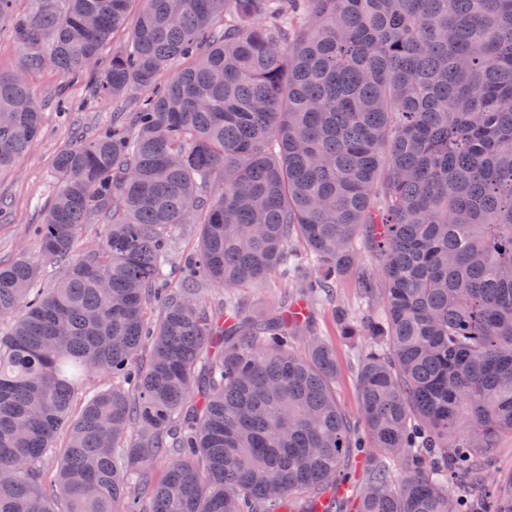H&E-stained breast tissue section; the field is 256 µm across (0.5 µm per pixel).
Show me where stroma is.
<instances>
[{
  "label": "stroma",
  "instance_id": "stroma-1",
  "mask_svg": "<svg viewBox=\"0 0 512 512\" xmlns=\"http://www.w3.org/2000/svg\"><path fill=\"white\" fill-rule=\"evenodd\" d=\"M36 100L41 111L40 133L14 170L0 174V263L8 265L27 257L40 266L43 281L49 284L54 279V268L45 263L30 236L35 224L41 223L43 210L55 190L51 180L55 158L80 136L93 135L103 123L129 121L135 105L129 102L119 108L108 99L93 100L91 85L70 82L52 71L40 77ZM359 244L353 267L337 275L330 295L305 297L304 282L314 278L315 270L307 259L306 245L300 241L293 244L298 261L288 276L275 273L236 290L256 323L287 310L291 303L304 302L311 319L300 329L294 350L304 353L312 336L332 344L336 352V401L354 422L360 413V362L374 345L364 333V324L383 309L382 302L369 304L364 300L360 283L367 279L373 288H381V263L367 239H360ZM348 323L354 326L355 335H345L344 326Z\"/></svg>",
  "mask_w": 512,
  "mask_h": 512
}]
</instances>
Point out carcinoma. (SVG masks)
Segmentation results:
<instances>
[{
    "label": "carcinoma",
    "instance_id": "cac0c4a2",
    "mask_svg": "<svg viewBox=\"0 0 512 512\" xmlns=\"http://www.w3.org/2000/svg\"><path fill=\"white\" fill-rule=\"evenodd\" d=\"M14 2L0 173L40 132L36 75L150 95L134 127L57 155L37 231L52 287L24 257L0 265V512H332L365 446L402 477L377 469L356 512H512L485 456L512 437V0H141L102 67L135 0ZM85 224L103 236L75 257ZM185 224L200 247L152 321ZM362 230L386 282L366 444L327 342L298 354L300 318L258 326L228 298L216 319L195 288L286 269L300 237L326 293ZM94 375L111 382L73 410Z\"/></svg>",
    "mask_w": 512,
    "mask_h": 512
}]
</instances>
